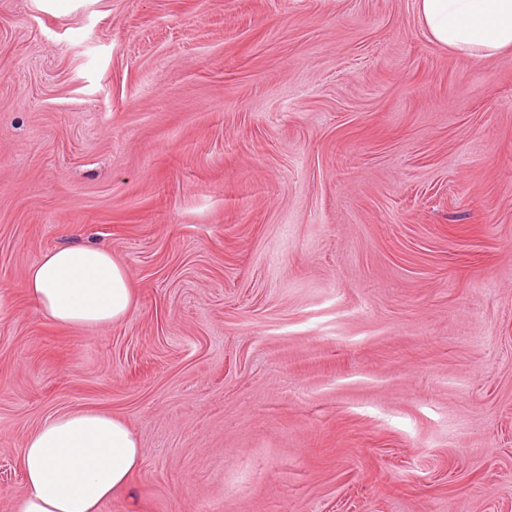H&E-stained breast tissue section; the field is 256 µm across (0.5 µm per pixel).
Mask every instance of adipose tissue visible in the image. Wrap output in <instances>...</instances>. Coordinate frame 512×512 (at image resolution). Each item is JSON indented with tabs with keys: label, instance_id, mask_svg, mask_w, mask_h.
<instances>
[{
	"label": "adipose tissue",
	"instance_id": "ef3b65f1",
	"mask_svg": "<svg viewBox=\"0 0 512 512\" xmlns=\"http://www.w3.org/2000/svg\"><path fill=\"white\" fill-rule=\"evenodd\" d=\"M431 39L451 51L488 57L512 50V0H417ZM23 287L47 321L101 326L134 310L126 269L110 250L87 244L48 250ZM142 462L140 442L111 414L76 410L45 419L21 450L26 491L18 512H99L123 492Z\"/></svg>",
	"mask_w": 512,
	"mask_h": 512
}]
</instances>
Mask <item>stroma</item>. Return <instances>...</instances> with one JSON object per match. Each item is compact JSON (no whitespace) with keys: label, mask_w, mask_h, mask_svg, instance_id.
I'll return each mask as SVG.
<instances>
[{"label":"stroma","mask_w":512,"mask_h":512,"mask_svg":"<svg viewBox=\"0 0 512 512\" xmlns=\"http://www.w3.org/2000/svg\"><path fill=\"white\" fill-rule=\"evenodd\" d=\"M111 250L136 307L22 284ZM0 512L47 417L126 422L99 512H512V51L417 0H0ZM23 288L45 320L63 326L111 324L134 310L126 269L110 250L95 245L44 252L30 266Z\"/></svg>","instance_id":"35a3bbf8"}]
</instances>
